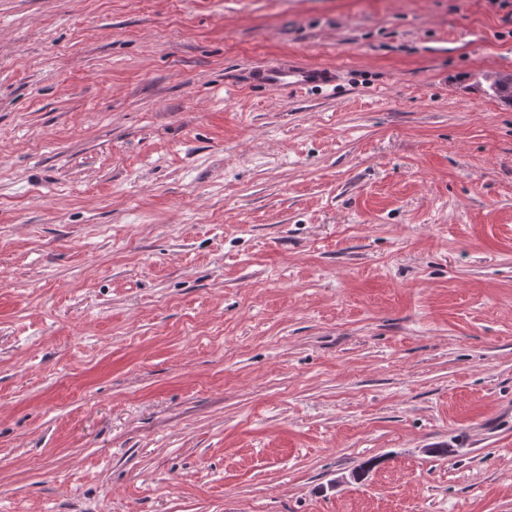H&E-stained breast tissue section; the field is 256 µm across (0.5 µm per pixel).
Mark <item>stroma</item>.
Segmentation results:
<instances>
[{
    "label": "stroma",
    "instance_id": "stroma-1",
    "mask_svg": "<svg viewBox=\"0 0 512 512\" xmlns=\"http://www.w3.org/2000/svg\"><path fill=\"white\" fill-rule=\"evenodd\" d=\"M506 75L512 0H0V512H512ZM252 80L260 85L298 90L336 86L337 73L334 69L321 65L289 62L255 70Z\"/></svg>",
    "mask_w": 512,
    "mask_h": 512
}]
</instances>
